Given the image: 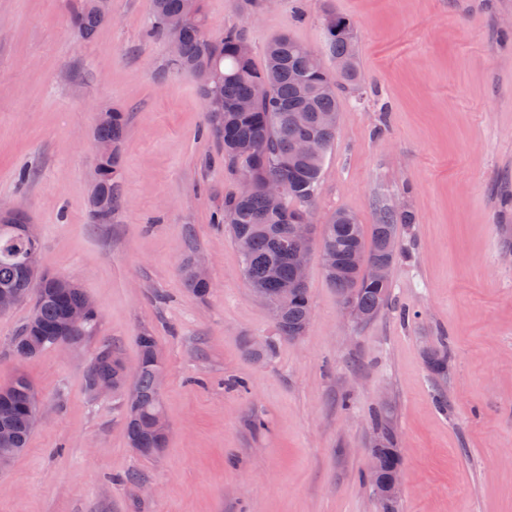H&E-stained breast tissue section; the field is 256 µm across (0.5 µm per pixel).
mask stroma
I'll use <instances>...</instances> for the list:
<instances>
[{
	"label": "stroma",
	"instance_id": "stroma-1",
	"mask_svg": "<svg viewBox=\"0 0 512 512\" xmlns=\"http://www.w3.org/2000/svg\"><path fill=\"white\" fill-rule=\"evenodd\" d=\"M208 29H244L256 69L288 34L324 52L323 23L353 22L362 89L340 84L336 141L313 203L375 223L401 202L390 302L343 318L311 250V321L277 341L219 224L240 183L207 129L196 78L151 36L150 0H109L95 36L65 0H0V200L38 227L40 273L96 300L97 332L20 361L30 314H0V383L23 374L47 415L0 470V512H384L370 481L373 418L402 452L394 512H512V0H204ZM126 112L119 195L94 223L96 111ZM205 255L204 298L180 266ZM409 311L401 321V311ZM156 336L169 423L163 451L132 453L116 398L83 371L112 345L128 369ZM275 349L255 361L247 341ZM448 346L435 377L426 351ZM139 486L130 489L129 477Z\"/></svg>",
	"mask_w": 512,
	"mask_h": 512
}]
</instances>
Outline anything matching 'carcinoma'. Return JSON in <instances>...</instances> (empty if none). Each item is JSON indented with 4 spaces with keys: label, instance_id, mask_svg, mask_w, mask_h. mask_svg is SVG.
I'll return each instance as SVG.
<instances>
[{
    "label": "carcinoma",
    "instance_id": "obj_1",
    "mask_svg": "<svg viewBox=\"0 0 512 512\" xmlns=\"http://www.w3.org/2000/svg\"><path fill=\"white\" fill-rule=\"evenodd\" d=\"M67 6L73 30L83 39L93 37L104 20L97 11L96 0H68ZM151 14L150 33L163 39L172 33L179 41V54L172 64L195 76L205 102L207 127L224 145V161L238 180L248 179L254 185L248 195L237 192L224 199L222 223L229 225L248 286L262 289L282 307L274 320L278 339L294 341L307 331L311 306L308 288L289 292L295 277L294 256L302 247L292 227L312 206L326 154L336 140V124L319 120V116L328 113L337 115L336 80L320 55L287 34L268 42L265 67L255 69L251 54L242 50L248 42L243 31L229 30L219 37L206 33L203 0H195L191 7L185 0H151ZM336 20L340 31L324 28L327 51L334 61L350 57L347 43L354 33L348 19L338 16ZM244 96L253 99L249 112L235 108ZM126 127V114L114 108L108 119L94 126L95 139L112 143V154L97 159L99 192L91 200V216L98 223L107 221L115 206ZM297 138L313 140L315 153L295 156L292 143ZM272 179L284 184L283 196L276 206L270 204L262 190L263 184ZM27 221V214L19 209L9 226L0 223V290L22 286L30 246L11 226ZM411 221L407 209L385 208L378 222L368 228L346 210L336 211L317 225L320 246L334 252L338 263L337 271L325 273L326 279L336 289L339 301L351 304L359 322L374 318L388 305L391 282L374 278L371 269L380 263L395 264L400 247L390 250L388 243L398 242L399 226ZM181 273L193 294L200 298L209 294L210 288L194 278L191 259L185 260ZM84 299L85 293L78 285L36 288L25 295L22 301L32 302L33 311L12 341L13 355L19 360L30 359L26 345L53 335L64 310ZM98 317L99 312L91 313L68 341L81 344L96 329ZM139 344L141 361L136 371L122 370V359L104 345L85 368L84 380L91 391L97 381L110 378L116 383L113 394L120 397L126 385H134L139 394L136 409L123 403L124 415L133 410L137 420L135 424L125 421L127 437L136 435L142 447L154 448L157 440L149 424L162 412L155 383L158 343L155 336L144 332ZM426 362L432 374L442 377L448 371V352L435 347L427 353ZM35 409L32 385L24 376H15L9 405L0 403V426L12 435L10 447L17 455L34 432ZM375 425L380 440L373 452L380 461V470L372 482L377 487L399 466L400 459L388 416L377 417Z\"/></svg>",
    "mask_w": 512,
    "mask_h": 512
}]
</instances>
